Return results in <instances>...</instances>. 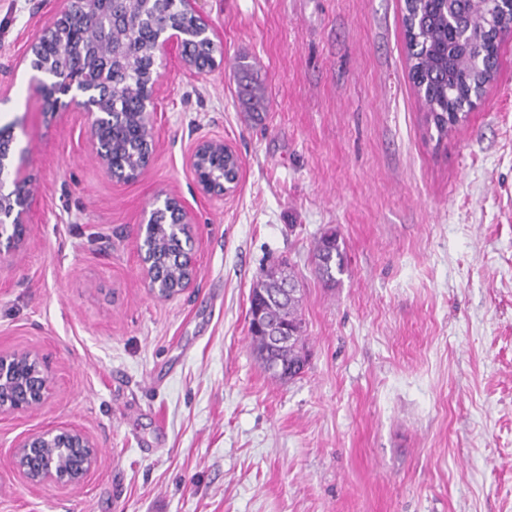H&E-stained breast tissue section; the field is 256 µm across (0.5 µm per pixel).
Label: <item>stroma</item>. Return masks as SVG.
<instances>
[{"mask_svg": "<svg viewBox=\"0 0 512 512\" xmlns=\"http://www.w3.org/2000/svg\"><path fill=\"white\" fill-rule=\"evenodd\" d=\"M64 0H0V128L31 192V236L0 263V349L51 378L0 420V512H512V36L483 100L442 140L409 78L401 0H199L222 57L169 54L133 181L88 149L90 119L50 114L29 47ZM267 97L254 119L234 64ZM219 138L242 162L224 198L187 158ZM171 194L192 212L196 277L152 294L137 244ZM345 248L335 287L313 245ZM298 276L309 358L270 378L250 343L262 271ZM96 440L80 486H28L21 434Z\"/></svg>", "mask_w": 512, "mask_h": 512, "instance_id": "1", "label": "stroma"}]
</instances>
